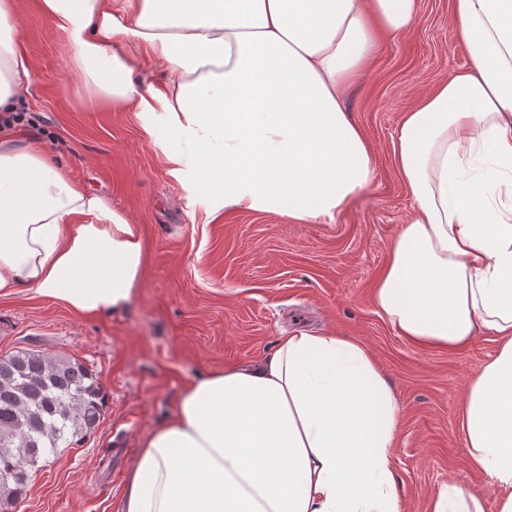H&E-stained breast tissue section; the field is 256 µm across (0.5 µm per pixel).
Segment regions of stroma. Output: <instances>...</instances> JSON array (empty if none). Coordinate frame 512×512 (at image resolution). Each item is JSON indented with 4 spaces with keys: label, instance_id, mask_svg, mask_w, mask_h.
Here are the masks:
<instances>
[{
    "label": "stroma",
    "instance_id": "obj_1",
    "mask_svg": "<svg viewBox=\"0 0 512 512\" xmlns=\"http://www.w3.org/2000/svg\"><path fill=\"white\" fill-rule=\"evenodd\" d=\"M450 0H422L418 22L381 37L367 79L346 108L368 139L374 177L328 222L295 224L272 211L211 213L171 175L140 113L92 97L66 69L65 34L37 0H17L14 38L29 60L16 102L26 137L46 147L74 185L134 224L143 279L118 313L79 314L23 289L0 296V356L21 348L88 366L106 392L98 429L34 471L12 512H121L143 441L184 389L214 370L272 353L295 330L350 336L375 357L401 414L394 448L403 512H428L454 481L490 495L468 464L457 421L470 377L494 354L491 335L448 351L399 336L373 289L410 200L393 164L403 112L432 84L470 65L453 41Z\"/></svg>",
    "mask_w": 512,
    "mask_h": 512
}]
</instances>
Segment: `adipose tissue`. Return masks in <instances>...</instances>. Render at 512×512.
Segmentation results:
<instances>
[{
  "label": "adipose tissue",
  "instance_id": "ef3b65f1",
  "mask_svg": "<svg viewBox=\"0 0 512 512\" xmlns=\"http://www.w3.org/2000/svg\"><path fill=\"white\" fill-rule=\"evenodd\" d=\"M95 96L149 116L172 174L213 209L333 219L373 179L345 110L376 34L421 0H41ZM470 69L402 116L394 166L412 202L373 293L398 333L496 352L458 412L469 463L492 490L450 483L430 512H512V0H452ZM0 0V112L28 77ZM168 75L141 88L143 63ZM161 111H154V104ZM135 227L75 188L35 142L0 140V296L31 288L85 314L123 309L143 275ZM400 412L370 351L294 332L261 359L210 372L145 439L123 512H402Z\"/></svg>",
  "mask_w": 512,
  "mask_h": 512
}]
</instances>
